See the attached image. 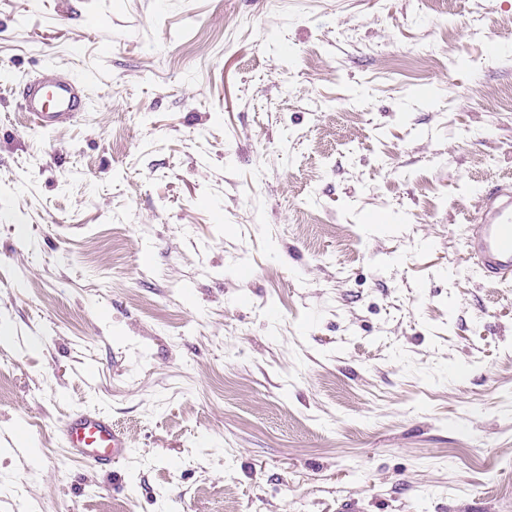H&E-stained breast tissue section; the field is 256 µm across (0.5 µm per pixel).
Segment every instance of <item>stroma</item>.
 Wrapping results in <instances>:
<instances>
[{
  "mask_svg": "<svg viewBox=\"0 0 512 512\" xmlns=\"http://www.w3.org/2000/svg\"><path fill=\"white\" fill-rule=\"evenodd\" d=\"M500 182L512 0H0V512H512ZM87 80L47 67L23 86L25 111L42 128L70 125L86 109ZM466 243L478 270L494 282L512 281V185L489 189L474 217L465 226ZM57 432L68 455L83 459L95 469L110 470L133 453L126 434L98 410L73 412Z\"/></svg>",
  "mask_w": 512,
  "mask_h": 512,
  "instance_id": "1",
  "label": "stroma"
}]
</instances>
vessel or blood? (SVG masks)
Segmentation results:
<instances>
[{
	"mask_svg": "<svg viewBox=\"0 0 512 512\" xmlns=\"http://www.w3.org/2000/svg\"><path fill=\"white\" fill-rule=\"evenodd\" d=\"M86 80L48 67L23 86L26 112L42 128L70 125L86 109ZM467 247L478 270L494 282L512 281V185L489 189L467 227ZM68 455L108 470L133 453L126 434L97 410L70 414L57 428Z\"/></svg>",
	"mask_w": 512,
	"mask_h": 512,
	"instance_id": "vessel-or-blood-1",
	"label": "vessel or blood"
}]
</instances>
